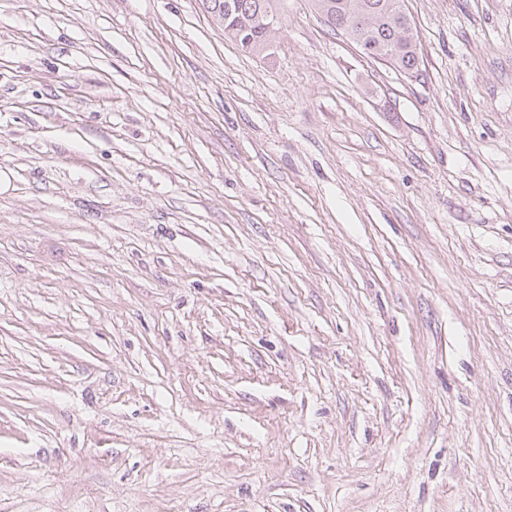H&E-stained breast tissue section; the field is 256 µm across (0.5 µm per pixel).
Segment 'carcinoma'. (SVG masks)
I'll list each match as a JSON object with an SVG mask.
<instances>
[{
  "mask_svg": "<svg viewBox=\"0 0 512 512\" xmlns=\"http://www.w3.org/2000/svg\"><path fill=\"white\" fill-rule=\"evenodd\" d=\"M314 10L334 31L355 45H364L395 69L419 72V48L410 31L413 20L403 0H311ZM208 9L224 25V35L248 53L268 47L266 17L274 12L273 0H206Z\"/></svg>",
  "mask_w": 512,
  "mask_h": 512,
  "instance_id": "cac0c4a2",
  "label": "carcinoma"
}]
</instances>
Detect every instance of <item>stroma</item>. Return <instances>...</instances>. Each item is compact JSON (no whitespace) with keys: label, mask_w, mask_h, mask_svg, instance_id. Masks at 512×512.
<instances>
[{"label":"stroma","mask_w":512,"mask_h":512,"mask_svg":"<svg viewBox=\"0 0 512 512\" xmlns=\"http://www.w3.org/2000/svg\"><path fill=\"white\" fill-rule=\"evenodd\" d=\"M0 0V512H512V0ZM207 8L224 25V34L248 53H260L268 47V33L264 24L273 30L277 17L273 0H206ZM314 10L334 31L342 33L362 53L380 56L398 71L419 74L417 31L402 0H311ZM366 46V47H365Z\"/></svg>","instance_id":"obj_1"}]
</instances>
